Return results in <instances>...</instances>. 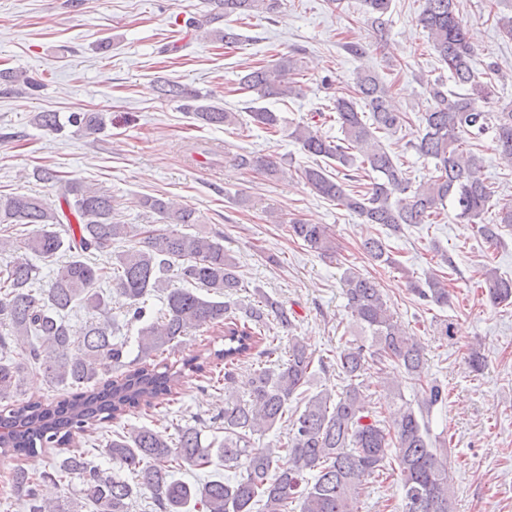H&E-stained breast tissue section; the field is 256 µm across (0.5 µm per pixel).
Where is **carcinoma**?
<instances>
[{
	"mask_svg": "<svg viewBox=\"0 0 512 512\" xmlns=\"http://www.w3.org/2000/svg\"><path fill=\"white\" fill-rule=\"evenodd\" d=\"M281 0H213L214 8L188 25L205 33L204 39L227 47L242 35L222 25L231 16L274 14ZM365 13L379 42L386 40L387 15L392 0H363ZM448 79L420 76L429 108L410 118L391 104L390 86L378 71L355 72L353 90L336 97L332 110L340 137L323 135L317 112L307 122L290 129L288 137L311 156L336 163V174L318 165L298 170L299 179L317 196L333 201L359 216L365 224H379L388 235L404 226L433 224L453 212L460 224H470L487 243L500 240L502 225L512 226V202L492 207V191L483 177V160L470 141L487 132L504 166L512 168V103L487 110L497 96V85L507 76L497 70L487 80L474 67V52L460 17L458 0H424L419 16ZM297 60L280 57L272 66L251 67L240 79L242 89L257 99L299 97L303 89L293 79ZM21 82L31 91L36 79L22 72L1 71L0 80ZM464 89L459 93L448 82ZM162 98L184 103L191 117L207 126H229L238 115L208 101L200 91L178 81H159ZM254 125L275 130L281 117L265 106L250 110ZM34 122L49 132L63 127L56 112H39ZM68 123L86 136L106 125L101 112H73ZM415 127L410 147L433 163L426 181L412 187L408 171L394 159L382 139L405 126ZM233 161L242 169L260 171L270 178L283 173L272 156L238 153ZM374 173L364 187L351 185L361 171ZM78 224L58 230L66 214L44 199L28 194L0 195V224H31L30 235L19 242L0 236V251L13 260L0 268V459L15 460L52 452L59 456L52 476L78 480L81 498L65 496L54 503L40 497L41 481L25 468L9 469L6 484L23 499L27 512H82L83 502L95 512H131L137 498H148L154 512H360L364 482L394 462L398 476V512H455V491L448 469L447 449L432 438L430 415L447 400L444 388L428 379L425 349L394 318L378 284L353 268L344 272L345 307L351 316L349 338L336 352V369L345 386L300 397L301 407L288 413V404L310 378L314 355L294 335L293 312L266 295L257 304L239 306L228 298L241 287L236 259L224 251L218 232H185L200 223L196 212L163 196L147 195L139 206L157 215L162 226L142 230L112 220L116 200L106 191L81 180L65 183L61 195ZM288 235L323 257L336 253L327 224L293 219ZM137 239V245L112 253L113 291L126 305L127 323L139 324L135 337L139 367L104 383L99 373L124 366L127 340L111 317L112 297L97 285L107 272L89 261V254L112 249L117 242ZM363 253L374 263L393 267L397 260L385 240L369 237ZM52 259L66 256L47 287L35 292L39 269L29 255ZM186 288H172L171 268ZM485 295L494 305L512 304V278L494 268L482 274ZM203 288L206 294L196 292ZM415 295L432 306L445 308L451 294L435 272L412 283ZM163 295L164 312L146 317L148 298ZM91 313L80 329L69 316L79 310ZM275 325L288 333V360L274 366H257L252 372L249 400L224 399V440L202 441L195 425L178 428L172 439L147 426L129 432L112 431V438L97 453L71 447L78 435L136 409H151L171 401L184 386L187 372L200 375L210 364L224 363V387L234 381L239 364L251 358L269 340L266 330ZM208 328L222 333L224 348L199 353L177 366L163 357L191 330ZM24 339L27 347L13 357V347ZM36 368L46 380L72 390L69 397L51 402L18 400L27 369ZM398 370L420 390L412 399L400 391L399 380L387 383L388 416L365 414L370 385L366 375ZM286 424L288 442L263 444L261 435ZM112 461L106 469L99 457ZM238 471L233 478L199 480L175 478V467L205 468L213 459ZM136 475L131 482L126 473Z\"/></svg>",
	"mask_w": 512,
	"mask_h": 512,
	"instance_id": "obj_1",
	"label": "carcinoma"
}]
</instances>
